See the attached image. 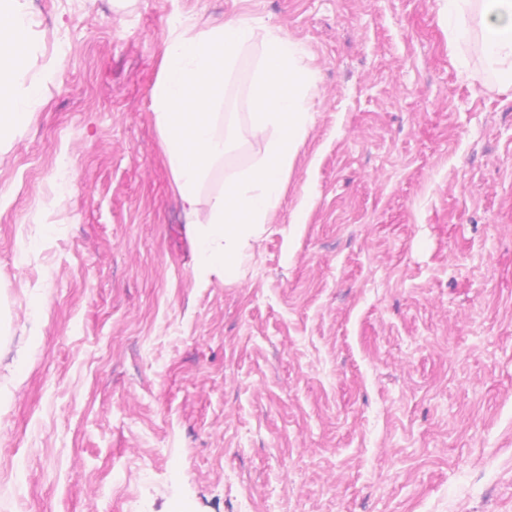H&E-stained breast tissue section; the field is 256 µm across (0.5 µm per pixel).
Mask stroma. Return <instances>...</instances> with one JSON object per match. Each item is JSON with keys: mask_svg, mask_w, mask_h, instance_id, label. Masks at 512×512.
I'll return each mask as SVG.
<instances>
[{"mask_svg": "<svg viewBox=\"0 0 512 512\" xmlns=\"http://www.w3.org/2000/svg\"><path fill=\"white\" fill-rule=\"evenodd\" d=\"M0 143V512H512V90L446 0H18ZM300 43L313 122L232 280L149 94L171 16ZM224 92L230 145L264 150ZM16 3L0 1V143L28 122L44 99L40 81L19 86L20 74L30 61L31 42Z\"/></svg>", "mask_w": 512, "mask_h": 512, "instance_id": "stroma-1", "label": "stroma"}]
</instances>
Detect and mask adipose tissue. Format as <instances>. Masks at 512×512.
Here are the masks:
<instances>
[{
  "instance_id": "adipose-tissue-1",
  "label": "adipose tissue",
  "mask_w": 512,
  "mask_h": 512,
  "mask_svg": "<svg viewBox=\"0 0 512 512\" xmlns=\"http://www.w3.org/2000/svg\"><path fill=\"white\" fill-rule=\"evenodd\" d=\"M483 49L488 64L512 88V0H480ZM31 42L17 0H0V141L24 126L43 102L41 82L20 84Z\"/></svg>"
}]
</instances>
